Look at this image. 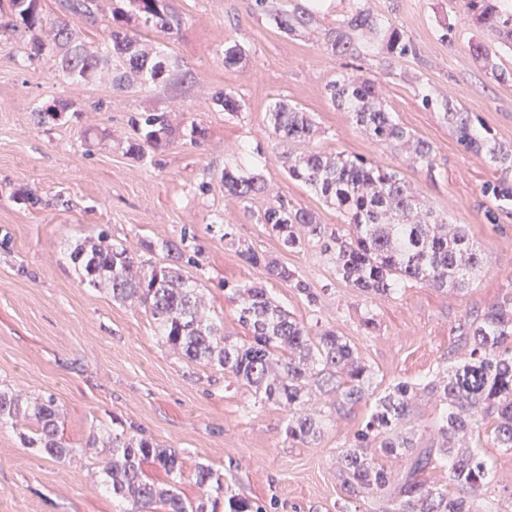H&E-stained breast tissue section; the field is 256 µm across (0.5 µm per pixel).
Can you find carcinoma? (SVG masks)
Returning a JSON list of instances; mask_svg holds the SVG:
<instances>
[{
    "mask_svg": "<svg viewBox=\"0 0 512 512\" xmlns=\"http://www.w3.org/2000/svg\"><path fill=\"white\" fill-rule=\"evenodd\" d=\"M11 21L3 32L31 34L29 58L45 53L59 56L63 76L88 84L111 76L112 85L159 82L157 61H133L135 33L122 30L135 14L144 27L168 38L179 35L182 20L167 0H115L112 30L94 50L77 41L73 24L65 18H47L40 0H7ZM64 13L98 21L97 0H61ZM256 11L273 20L285 34H294L315 20L312 10L295 5L285 8L274 0H255ZM463 14L474 25L496 32L500 43L512 50V9L501 0H463ZM331 50L338 56L364 54L362 37L380 41L387 69L415 53L412 43L391 25H385L365 0H347L342 23L327 32ZM475 59L489 68L490 78L505 81L512 73L492 59L482 43L472 46ZM336 106L350 113L368 138L409 153L427 173L435 168L429 142L415 137L396 121L379 98L375 81L341 76L328 84ZM460 143L489 162L512 170V150L494 137L479 136L472 115L452 108L443 113ZM138 139L128 143L126 154L142 159L150 150L171 142L174 130L167 113L138 112L130 118ZM268 125L279 142L303 143L311 138L315 121L308 112L284 102L268 112ZM288 177L309 187L336 209L351 232L343 234L321 224L305 210L280 199L258 213L256 223L288 249L306 245L318 248L336 276L365 297L391 295L408 284L461 292L483 269L480 247L466 225L422 211L418 196L401 171L384 167L344 151H308L285 155ZM224 193L246 201L259 194L263 176L253 170L224 168ZM493 201L488 219L512 211V179L505 175L483 187ZM188 235L180 242H162L176 265L143 263L120 242L101 232L78 243L71 259L81 278L96 287L111 289L112 299L150 312L161 342L192 362L224 371L254 394V403L288 410L285 433L289 440L310 444L321 438L327 424L349 415L355 406L373 401L368 420L343 444L336 470L347 497L342 512L355 500L387 504L381 512H474L484 502L485 512H501L487 491L494 480L488 459L477 448L488 446L512 451V295L499 304L469 315L461 336L463 358L438 367L426 381L398 380L374 393V372L351 345L333 330L312 331L292 316L265 289L224 282V296L236 304L238 323L249 339L238 342L224 335L221 319L205 314L204 295L182 265L196 267L188 253ZM238 255L292 288L315 306L318 295L296 271L245 246ZM334 396L328 409L318 407ZM443 406L435 422L433 444L422 448L415 429L416 411L424 399ZM63 410L54 396L27 399L14 389L0 387V425L26 422L20 433L25 448H38L57 462L73 451L60 435ZM102 447L111 449L102 466L103 484L112 498L126 504L122 512H264L235 495L224 496L223 475L198 464L192 477L201 495L185 497L175 486L157 483L149 468L168 475H183L181 453L156 441L128 432L123 426L101 425ZM384 457L404 458L406 467L395 473L381 464ZM448 471V486L427 480L435 469Z\"/></svg>",
    "mask_w": 512,
    "mask_h": 512,
    "instance_id": "carcinoma-1",
    "label": "carcinoma"
}]
</instances>
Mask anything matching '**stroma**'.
I'll use <instances>...</instances> for the list:
<instances>
[{"instance_id": "stroma-1", "label": "stroma", "mask_w": 512, "mask_h": 512, "mask_svg": "<svg viewBox=\"0 0 512 512\" xmlns=\"http://www.w3.org/2000/svg\"><path fill=\"white\" fill-rule=\"evenodd\" d=\"M168 3L184 21L178 38L144 31L135 17L126 24L164 50L170 76L158 84L120 90L102 80L76 89L57 57L27 59L18 36L0 42V385L54 395L73 448L59 463L23 447L18 429L1 428L0 512H118L101 488L109 451L88 445L100 424L114 422L180 449L187 467L212 465L232 494L264 512H340L345 493L336 455L370 404L331 422L314 444L289 441L286 410L254 406L250 389L159 343L143 309L79 281L70 252L79 238L103 231L139 260L161 263L164 254L148 251L147 243L189 234L199 260L193 274L226 335L242 341L247 332L223 284L246 283L267 289L296 318L346 337L372 367L378 389L428 379L449 362L469 313L512 294V217L489 223L492 203L482 194L501 172L461 147L443 118L448 107L473 113L478 133L512 147V81H492L470 47L495 48L509 71L512 50L464 20L460 0H366L416 49L384 70L374 55L345 59L327 45L325 31L342 19L344 0H321L316 23L294 35L258 13L254 0ZM447 24L455 28L450 42L442 37ZM233 42L243 58L229 69L224 48ZM342 73L375 79L398 122L432 145L433 175L362 134L337 108L327 86ZM220 92L233 93L241 111L224 112L214 101ZM425 96L432 108L422 106ZM64 101L68 112L39 123L37 110ZM278 101L314 116L309 145L272 137L267 113ZM152 110L169 112L178 138L141 160L126 155L130 116ZM195 124L202 138H191ZM306 147L399 168L424 208L466 225L484 259L481 277L460 293L413 284L368 299L338 279L316 248H285L256 224L254 212L285 199L321 223H343L284 170V153ZM253 152L265 188L244 203L225 195L221 176ZM228 225L231 243L223 238ZM241 242L297 271L317 305L245 263ZM368 312L376 319L370 333L361 324Z\"/></svg>"}]
</instances>
